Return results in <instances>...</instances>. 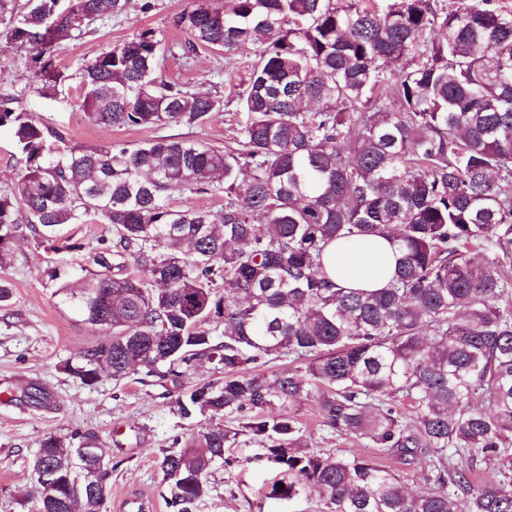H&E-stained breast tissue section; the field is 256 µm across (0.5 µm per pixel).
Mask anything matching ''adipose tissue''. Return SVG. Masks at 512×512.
<instances>
[{"label":"adipose tissue","instance_id":"obj_1","mask_svg":"<svg viewBox=\"0 0 512 512\" xmlns=\"http://www.w3.org/2000/svg\"><path fill=\"white\" fill-rule=\"evenodd\" d=\"M398 253L384 237L330 244L323 262L331 279L347 288L376 290L391 279Z\"/></svg>","mask_w":512,"mask_h":512}]
</instances>
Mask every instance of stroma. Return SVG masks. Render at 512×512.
Listing matches in <instances>:
<instances>
[{
    "instance_id": "35a3bbf8",
    "label": "stroma",
    "mask_w": 512,
    "mask_h": 512,
    "mask_svg": "<svg viewBox=\"0 0 512 512\" xmlns=\"http://www.w3.org/2000/svg\"><path fill=\"white\" fill-rule=\"evenodd\" d=\"M142 11V0H129L118 18L95 22L77 39L55 52V69L66 80L53 96L45 98L28 89L30 72L26 53L0 52V67L12 80L5 92L36 118L61 127L72 145L99 147L112 144L136 146L158 137L185 133V126L101 127L82 110L80 72L101 51L152 29L165 38L159 67L162 74L195 91L223 99V111L214 113L201 136L217 146L231 144L240 116L237 93L245 86V66L254 52L246 48L232 59L211 52L184 57V34L176 25L188 0H152ZM60 237L75 248L55 253L38 245L28 229H20L13 244L11 265L0 268V281L8 283L11 297L0 304V512H28L35 490L30 465L42 441L50 435L75 433L98 436L114 463L103 512H168L169 489L155 463L158 449L169 448L174 438L189 440L210 425L208 416L180 418L173 410L180 387L214 382L221 374L213 365L197 362L181 386L157 378L133 375L116 382L101 374L87 385L64 369L92 347L108 341L106 332L82 321L54 295L47 267L64 273L79 272L87 265L100 239L111 237L108 224H68ZM304 425L308 448L323 453L354 452L369 460L378 454L371 442L336 434L322 422L315 401L295 406ZM259 445L245 436L231 444L230 455L244 458V466L225 469L214 465L207 475L209 493L196 512H316V498L275 500L268 492L277 472L257 457Z\"/></svg>"
}]
</instances>
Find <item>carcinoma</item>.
<instances>
[{
    "label": "carcinoma",
    "mask_w": 512,
    "mask_h": 512,
    "mask_svg": "<svg viewBox=\"0 0 512 512\" xmlns=\"http://www.w3.org/2000/svg\"><path fill=\"white\" fill-rule=\"evenodd\" d=\"M127 2L0 0V40L28 53L31 87L49 95L65 81L51 67L58 45ZM177 26L185 55L254 47L233 146H69L0 96L23 163L0 193V268L22 225L43 241L66 224L112 225L96 269L49 272L60 303L112 335L65 369L87 384L103 364L114 381H177L202 360L224 371L175 401L181 417L211 424L157 457L172 512H196L215 463L239 464L224 450L241 432L280 470L271 498L315 493L319 512H512V281L501 278L512 265V5L189 0ZM163 41L146 29L86 64L93 123L201 129L223 111L218 96L159 73ZM185 190L222 193L224 207L172 206ZM373 236L400 253L389 283L335 284L326 247ZM280 358L301 366L258 372ZM313 397L324 425L427 470L428 487L412 495L394 469L308 448L295 414L274 409ZM39 454L59 485L28 512H102L105 498L84 488L108 489L110 459L85 469L57 436Z\"/></svg>",
    "instance_id": "1"
}]
</instances>
